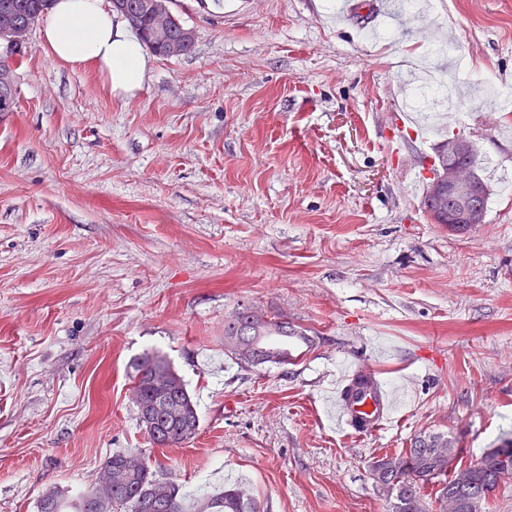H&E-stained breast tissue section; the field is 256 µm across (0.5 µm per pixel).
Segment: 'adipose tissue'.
<instances>
[{"label":"adipose tissue","instance_id":"ef3b65f1","mask_svg":"<svg viewBox=\"0 0 512 512\" xmlns=\"http://www.w3.org/2000/svg\"><path fill=\"white\" fill-rule=\"evenodd\" d=\"M40 36L53 61L92 70L114 97H127L144 84L149 64L144 45L106 0H53Z\"/></svg>","mask_w":512,"mask_h":512}]
</instances>
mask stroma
I'll return each instance as SVG.
<instances>
[{
    "instance_id": "35a3bbf8",
    "label": "stroma",
    "mask_w": 512,
    "mask_h": 512,
    "mask_svg": "<svg viewBox=\"0 0 512 512\" xmlns=\"http://www.w3.org/2000/svg\"><path fill=\"white\" fill-rule=\"evenodd\" d=\"M172 0L191 53L112 97L31 31L0 112V512L87 490L149 450L189 503L244 486L260 512H391L372 464L420 434L478 462L512 432V0ZM437 39L454 55L435 57ZM476 149L485 223L448 234L422 197L443 141ZM312 342L288 365L224 348L238 304ZM163 355L193 440L151 447L132 364ZM403 394L388 430L336 433L338 372Z\"/></svg>"
}]
</instances>
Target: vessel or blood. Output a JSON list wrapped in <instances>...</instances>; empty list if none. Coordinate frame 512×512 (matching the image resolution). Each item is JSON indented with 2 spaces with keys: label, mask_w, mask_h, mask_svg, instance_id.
I'll return each instance as SVG.
<instances>
[{
  "label": "vessel or blood",
  "mask_w": 512,
  "mask_h": 512,
  "mask_svg": "<svg viewBox=\"0 0 512 512\" xmlns=\"http://www.w3.org/2000/svg\"><path fill=\"white\" fill-rule=\"evenodd\" d=\"M394 394L376 372L355 367L336 383L333 411L339 431L361 438L384 430L392 421Z\"/></svg>",
  "instance_id": "obj_1"
}]
</instances>
